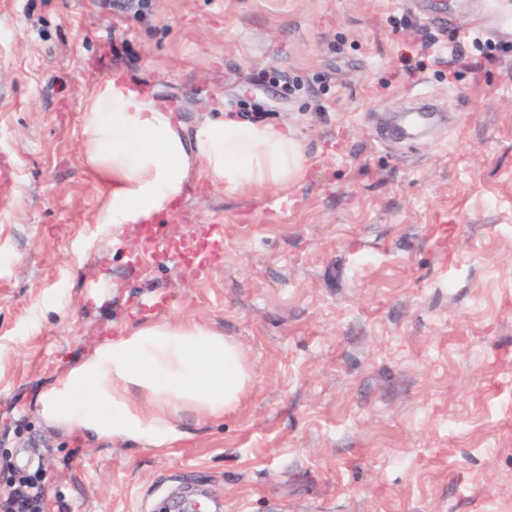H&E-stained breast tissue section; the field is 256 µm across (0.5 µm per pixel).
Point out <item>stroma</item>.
<instances>
[{"label": "stroma", "mask_w": 512, "mask_h": 512, "mask_svg": "<svg viewBox=\"0 0 512 512\" xmlns=\"http://www.w3.org/2000/svg\"><path fill=\"white\" fill-rule=\"evenodd\" d=\"M434 6L0 0L1 485L41 466L50 512H512V0H452L443 24ZM116 72L185 129L240 103L304 143L295 206L196 186L159 218L165 241L223 225L208 277L96 221L80 114ZM424 103L425 136L383 135ZM150 294L241 346V407L159 448L43 421Z\"/></svg>", "instance_id": "obj_1"}]
</instances>
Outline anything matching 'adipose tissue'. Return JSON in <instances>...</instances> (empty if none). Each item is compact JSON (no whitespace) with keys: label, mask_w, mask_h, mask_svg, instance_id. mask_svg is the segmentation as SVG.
I'll return each mask as SVG.
<instances>
[{"label":"adipose tissue","mask_w":512,"mask_h":512,"mask_svg":"<svg viewBox=\"0 0 512 512\" xmlns=\"http://www.w3.org/2000/svg\"><path fill=\"white\" fill-rule=\"evenodd\" d=\"M83 161L108 187L97 221L122 233L174 211L190 183L236 195L287 190L309 167L288 124L206 117L185 134L146 87L115 74L100 80L81 111ZM253 370L240 346L197 319L145 320L98 346L40 400L47 422L97 438L172 441L176 422L235 411Z\"/></svg>","instance_id":"obj_1"}]
</instances>
